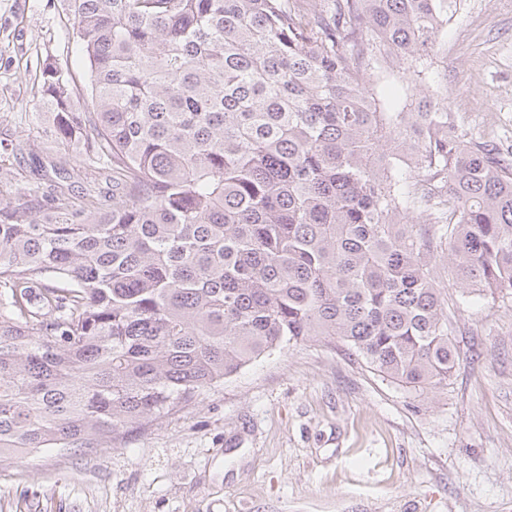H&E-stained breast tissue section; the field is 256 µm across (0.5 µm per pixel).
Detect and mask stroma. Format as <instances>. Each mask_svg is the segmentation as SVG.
Listing matches in <instances>:
<instances>
[{
    "label": "stroma",
    "instance_id": "obj_1",
    "mask_svg": "<svg viewBox=\"0 0 512 512\" xmlns=\"http://www.w3.org/2000/svg\"><path fill=\"white\" fill-rule=\"evenodd\" d=\"M448 109L512 148V0H466L448 25ZM85 98L70 0H0V198L71 168L41 110L38 64ZM460 361L411 390L314 338L263 356L108 448L0 461V512H512V293L451 319Z\"/></svg>",
    "mask_w": 512,
    "mask_h": 512
}]
</instances>
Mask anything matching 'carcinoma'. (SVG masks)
I'll use <instances>...</instances> for the list:
<instances>
[{
	"mask_svg": "<svg viewBox=\"0 0 512 512\" xmlns=\"http://www.w3.org/2000/svg\"><path fill=\"white\" fill-rule=\"evenodd\" d=\"M461 0H72L90 101L56 140L112 190L0 199V459L119 427L295 342L448 381L460 299L512 291V162L435 70Z\"/></svg>",
	"mask_w": 512,
	"mask_h": 512,
	"instance_id": "carcinoma-1",
	"label": "carcinoma"
}]
</instances>
